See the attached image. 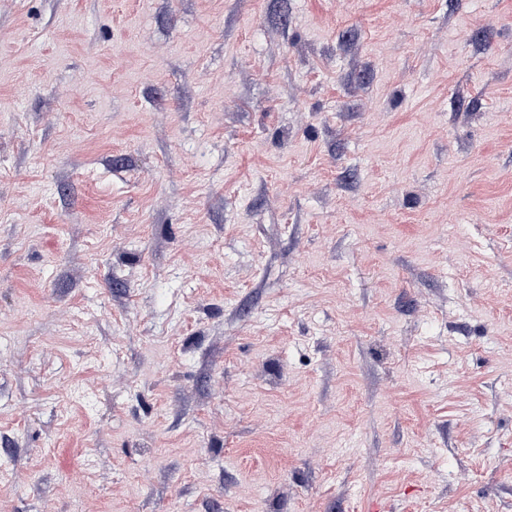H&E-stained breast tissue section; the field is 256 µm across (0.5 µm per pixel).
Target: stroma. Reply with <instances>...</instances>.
Instances as JSON below:
<instances>
[{"instance_id":"stroma-1","label":"stroma","mask_w":512,"mask_h":512,"mask_svg":"<svg viewBox=\"0 0 512 512\" xmlns=\"http://www.w3.org/2000/svg\"><path fill=\"white\" fill-rule=\"evenodd\" d=\"M512 512V0H0V512Z\"/></svg>"}]
</instances>
